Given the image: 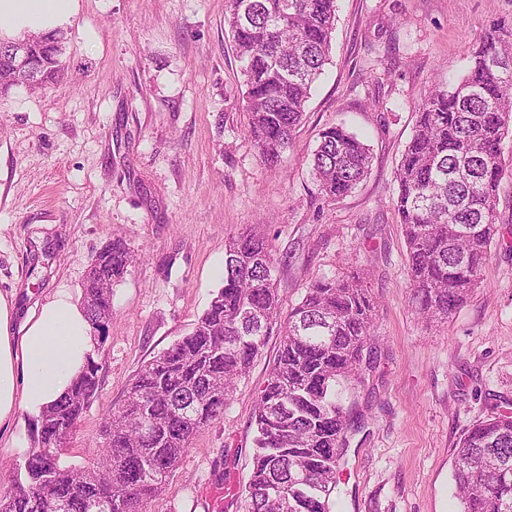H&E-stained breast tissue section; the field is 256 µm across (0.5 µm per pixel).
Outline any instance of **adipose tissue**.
I'll return each instance as SVG.
<instances>
[{
    "mask_svg": "<svg viewBox=\"0 0 512 512\" xmlns=\"http://www.w3.org/2000/svg\"><path fill=\"white\" fill-rule=\"evenodd\" d=\"M79 0H0V40L52 34L71 24ZM15 300L0 292V428L59 399L93 356L94 332L66 290L35 303L13 335Z\"/></svg>",
    "mask_w": 512,
    "mask_h": 512,
    "instance_id": "adipose-tissue-1",
    "label": "adipose tissue"
}]
</instances>
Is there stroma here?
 Instances as JSON below:
<instances>
[{
    "label": "stroma",
    "instance_id": "35a3bbf8",
    "mask_svg": "<svg viewBox=\"0 0 512 512\" xmlns=\"http://www.w3.org/2000/svg\"><path fill=\"white\" fill-rule=\"evenodd\" d=\"M498 26L512 31V0H338L330 61L269 165L245 129L224 0H81L60 81L0 96V291L17 292L23 312L61 288L79 300L113 237L139 255L112 288V324L94 350L99 388L62 463L97 457L104 413L208 307L229 239L263 224L287 259L277 271L284 307L312 278L359 269L378 304L380 362L343 391L361 415L342 461L344 512H459L457 442L489 415L485 393L512 400V242L493 246L479 287L447 323H425L409 304L394 171L416 99L463 73ZM339 123L366 137L372 170L326 200L310 158ZM279 341L269 337L150 512H246L213 469L246 484L256 391Z\"/></svg>",
    "mask_w": 512,
    "mask_h": 512
}]
</instances>
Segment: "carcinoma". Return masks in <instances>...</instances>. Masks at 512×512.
Returning <instances> with one entry per match:
<instances>
[{"instance_id":"1","label":"carcinoma","mask_w":512,"mask_h":512,"mask_svg":"<svg viewBox=\"0 0 512 512\" xmlns=\"http://www.w3.org/2000/svg\"><path fill=\"white\" fill-rule=\"evenodd\" d=\"M336 0H225L224 20L242 63L246 129L262 161L274 164L301 123L313 84L329 60ZM49 50L32 44L45 90L64 69L65 34ZM416 123L394 172L393 197L408 251L411 306L445 323L477 287L497 222L502 179L512 176L503 143L512 137V43L490 33L459 80L415 103ZM371 152L342 126L328 127L311 173L322 198L351 192L371 169ZM135 259L112 238L91 269L84 307L103 336L112 287ZM275 257L263 224H247L225 245L223 286L192 330L133 376L123 403L103 417L102 454L91 465L61 463L65 442L95 396L98 366L88 363L71 388L36 419L24 471L0 497V512H148L193 437L224 414L237 384L280 336L278 355L257 392L247 512H336L352 408L342 388L379 362L378 304L359 274L310 281L282 318ZM463 433L454 479L460 512H512V403Z\"/></svg>"}]
</instances>
